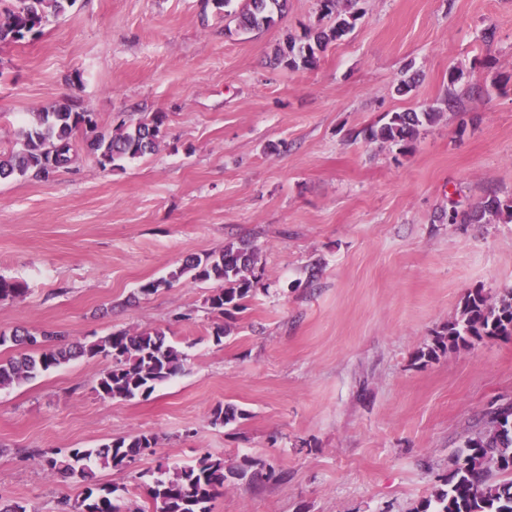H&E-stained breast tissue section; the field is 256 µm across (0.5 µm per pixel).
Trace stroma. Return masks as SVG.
<instances>
[{
	"mask_svg": "<svg viewBox=\"0 0 512 512\" xmlns=\"http://www.w3.org/2000/svg\"><path fill=\"white\" fill-rule=\"evenodd\" d=\"M353 31L312 70L272 63L286 35L321 27L288 0L239 31L210 0H76L40 35L0 46V150L29 112L72 100L110 132L166 116L155 153L102 169L85 156L46 178L0 180V331L70 341L165 330L183 371L147 397L95 391L82 358L0 390V500L56 512L80 493L39 452L156 436L154 454L98 480L148 503L158 468L201 453L250 464L211 512H410L443 486L482 413L512 399V339L417 360L476 288H512V223L452 224L512 198V0H339ZM458 81H451V73ZM413 89L398 94L403 74ZM434 107L411 145L368 141L390 112ZM252 241L257 284L233 321L186 258ZM229 324L222 343L211 337ZM247 415L210 423L217 404Z\"/></svg>",
	"mask_w": 512,
	"mask_h": 512,
	"instance_id": "35a3bbf8",
	"label": "stroma"
}]
</instances>
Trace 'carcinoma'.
Listing matches in <instances>:
<instances>
[{"label": "carcinoma", "instance_id": "obj_1", "mask_svg": "<svg viewBox=\"0 0 512 512\" xmlns=\"http://www.w3.org/2000/svg\"><path fill=\"white\" fill-rule=\"evenodd\" d=\"M74 0H0V45L22 43L41 32L51 17L64 14ZM321 12L331 25L309 31L303 39L286 38L277 49L276 60L293 70L311 69L318 53L331 42L342 40L353 29L355 16L336 11L337 0H320ZM285 0H245L235 14L243 31L260 29L282 13ZM440 116L434 108L419 112H393L386 122L363 130L369 141L410 144L421 128ZM165 115L155 112L134 125L120 124L109 133L79 139L82 131L97 126L92 112L66 100L31 113L19 132V147L0 152V179L32 174L46 178L73 166L83 155H91L102 168L121 159L139 158L155 152L162 137ZM463 224L512 222V200L491 196L473 211L450 215ZM260 260L256 246L246 241L228 242L204 257H190L169 277L148 281L137 289L147 296L168 288L183 275L194 280H215L222 287L212 291L209 308L226 317L243 307L254 290L255 270ZM25 293L17 282L0 279V302L15 301ZM512 337V289L490 299L481 289L463 299L458 317L437 335L434 345L419 351L418 358L432 359L437 350L470 340ZM21 348L18 355L0 361V389L36 378L81 357H102L109 366L97 382L96 392L104 399L131 400L148 396L156 386L175 377L184 366L185 354L161 330L130 333L116 331L90 343L65 341L55 330L32 333L24 327L0 333V346ZM245 411L234 404L217 405L211 423L225 426L244 418ZM157 439L152 434L111 439L97 448L55 450L42 457L48 475L83 486L81 498L59 503L58 512H124L125 489L97 482L92 464L123 470L138 457L152 452ZM244 468L228 467L226 461L209 453L193 463L163 471L155 478L149 497L151 512H211L210 502L224 488L228 478L247 479ZM410 512H512V403L486 412L480 428L469 437L453 461L445 487L413 507Z\"/></svg>", "mask_w": 512, "mask_h": 512}]
</instances>
